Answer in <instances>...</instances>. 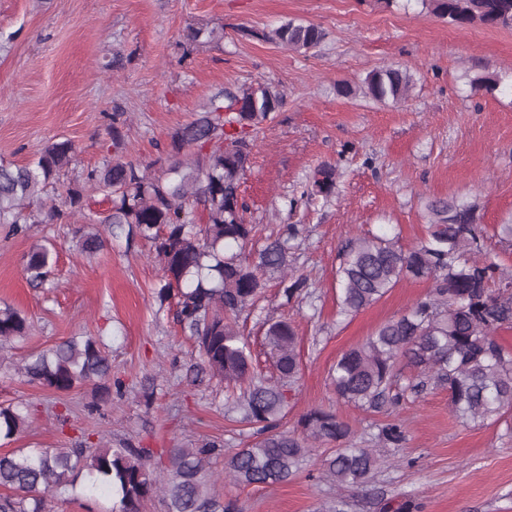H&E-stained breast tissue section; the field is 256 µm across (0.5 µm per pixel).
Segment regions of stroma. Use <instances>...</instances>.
Returning a JSON list of instances; mask_svg holds the SVG:
<instances>
[{
    "label": "stroma",
    "instance_id": "1",
    "mask_svg": "<svg viewBox=\"0 0 512 512\" xmlns=\"http://www.w3.org/2000/svg\"><path fill=\"white\" fill-rule=\"evenodd\" d=\"M296 19L321 26L326 39L307 53L259 39ZM223 29L224 38L190 43L189 28ZM414 75L405 102L340 96L377 68ZM512 76V28L455 27L423 11L418 0H0V163L22 165L49 143L70 140L71 167L49 186L62 201L67 185L101 165L111 144L109 117L126 112L129 154L153 163L171 133L221 90L269 81L284 105L256 135L243 195L261 235L280 225L300 229L292 257L307 286L288 299L270 278L239 325L260 370L271 366L266 321L293 320L303 374L282 421L293 429L315 407L332 408L363 447L380 428L402 423L403 447L360 488L336 489L317 478L324 457L282 484L239 487L213 461L211 492L237 512H512V434L506 423L463 424L448 393L430 389L397 412L362 410L337 400L329 371L338 357L432 288L405 282L356 315L336 303L341 249L352 237L395 229L411 247L426 232V203L456 198L473 204L478 224L512 216V94L471 90L467 79ZM336 166L330 201L299 197L321 165ZM82 226L72 220L34 224L23 236L0 229V303L23 312L33 329L0 357V404L27 402V428L11 448H73L88 439L114 448H149L156 470L171 449L216 440L240 448L252 429L238 423L233 401L215 381H191L192 342L156 294L160 277L150 243L116 242L96 255L77 252ZM54 246L52 285L32 287L23 256ZM99 336L123 380V394L91 410L93 386L54 392L27 382L21 358L81 333ZM148 401H140L142 393Z\"/></svg>",
    "mask_w": 512,
    "mask_h": 512
}]
</instances>
